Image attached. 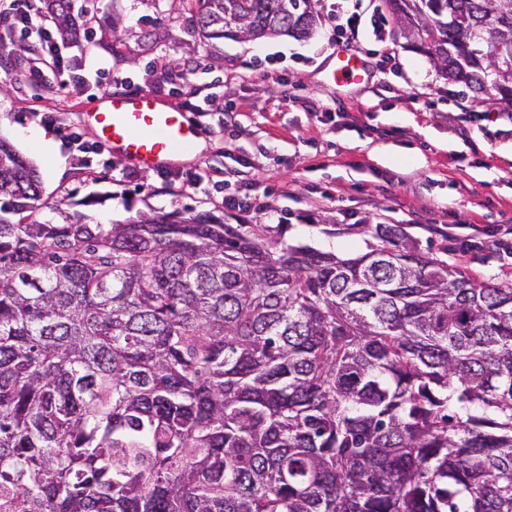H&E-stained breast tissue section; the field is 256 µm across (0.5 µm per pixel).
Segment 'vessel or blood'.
I'll list each match as a JSON object with an SVG mask.
<instances>
[{
	"label": "vessel or blood",
	"instance_id": "1",
	"mask_svg": "<svg viewBox=\"0 0 512 512\" xmlns=\"http://www.w3.org/2000/svg\"><path fill=\"white\" fill-rule=\"evenodd\" d=\"M335 58V80H360L362 61L355 53L340 48ZM85 120L113 154L142 168L157 169L168 164L178 151L191 147L198 139L187 112L136 94L96 98L86 110Z\"/></svg>",
	"mask_w": 512,
	"mask_h": 512
}]
</instances>
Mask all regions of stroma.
I'll return each instance as SVG.
<instances>
[{
    "instance_id": "obj_1",
    "label": "stroma",
    "mask_w": 512,
    "mask_h": 512,
    "mask_svg": "<svg viewBox=\"0 0 512 512\" xmlns=\"http://www.w3.org/2000/svg\"><path fill=\"white\" fill-rule=\"evenodd\" d=\"M318 0L316 28L304 39L201 42L189 33L196 0H93L87 38L63 42L66 62L83 66V85L62 83L54 61L36 51L37 34L0 24V42L31 53L0 55V137L42 180L36 217L58 224L84 210L90 223L142 213L212 211L228 224L283 225L292 245L350 254L370 229L399 224L434 256L466 276L512 283L484 251L459 243L492 231L512 234V111L460 99L459 88L389 23L383 37L363 25L354 46L364 80L336 85L329 73L339 46ZM121 20L120 33L105 29ZM156 31L139 40L141 29ZM399 68L382 70L380 55ZM141 92L161 103L191 101L205 147L191 159L148 170L115 156L83 116L102 95ZM79 132L82 148L67 136ZM247 173L250 209L225 207L232 181ZM204 187L185 191L189 177ZM451 228V237L436 234Z\"/></svg>"
}]
</instances>
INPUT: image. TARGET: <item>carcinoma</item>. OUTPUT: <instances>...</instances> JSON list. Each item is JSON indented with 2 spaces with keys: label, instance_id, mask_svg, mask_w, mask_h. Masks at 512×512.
Wrapping results in <instances>:
<instances>
[{
  "label": "carcinoma",
  "instance_id": "cac0c4a2",
  "mask_svg": "<svg viewBox=\"0 0 512 512\" xmlns=\"http://www.w3.org/2000/svg\"><path fill=\"white\" fill-rule=\"evenodd\" d=\"M60 38L74 0H43ZM204 38H306L314 0H198ZM512 110V0H383ZM0 138V512H512V285L400 224L348 256L278 224L38 208ZM19 216V221L12 217Z\"/></svg>",
  "mask_w": 512,
  "mask_h": 512
}]
</instances>
